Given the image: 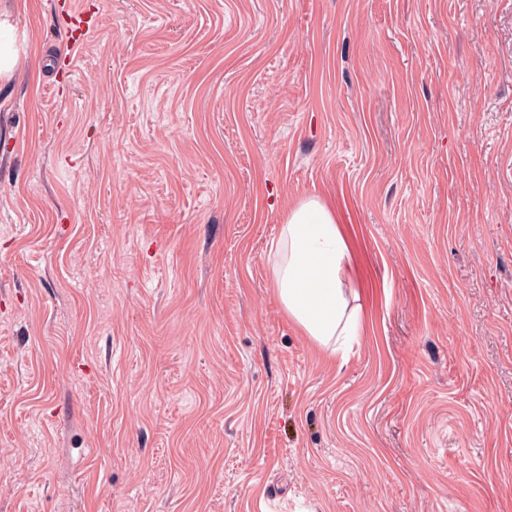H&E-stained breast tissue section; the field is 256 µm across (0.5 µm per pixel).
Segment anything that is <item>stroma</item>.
<instances>
[{"instance_id": "obj_1", "label": "stroma", "mask_w": 512, "mask_h": 512, "mask_svg": "<svg viewBox=\"0 0 512 512\" xmlns=\"http://www.w3.org/2000/svg\"><path fill=\"white\" fill-rule=\"evenodd\" d=\"M62 2L0 0V512H512V0ZM21 57L16 47L13 26L0 14V81L9 80L16 70ZM274 290L288 317L332 353L360 336V307L350 306L354 255L336 209L307 198L286 213L271 247Z\"/></svg>"}]
</instances>
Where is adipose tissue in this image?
<instances>
[{"mask_svg":"<svg viewBox=\"0 0 512 512\" xmlns=\"http://www.w3.org/2000/svg\"><path fill=\"white\" fill-rule=\"evenodd\" d=\"M274 290L289 318L322 346L345 349L361 331L351 243L335 209L307 198L286 213L272 246Z\"/></svg>","mask_w":512,"mask_h":512,"instance_id":"obj_1","label":"adipose tissue"}]
</instances>
